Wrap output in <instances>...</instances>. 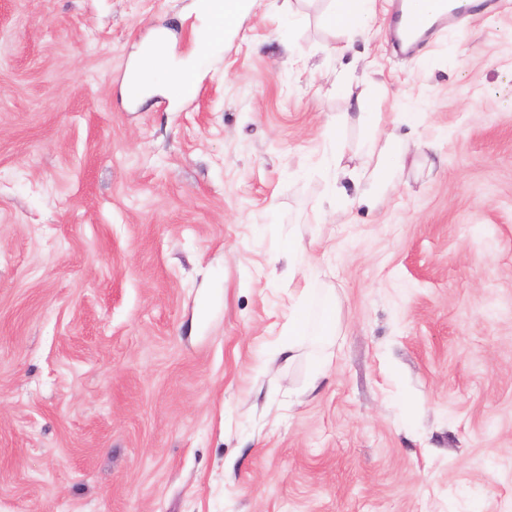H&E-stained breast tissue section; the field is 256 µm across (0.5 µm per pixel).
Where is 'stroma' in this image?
<instances>
[{
	"instance_id": "35a3bbf8",
	"label": "stroma",
	"mask_w": 512,
	"mask_h": 512,
	"mask_svg": "<svg viewBox=\"0 0 512 512\" xmlns=\"http://www.w3.org/2000/svg\"><path fill=\"white\" fill-rule=\"evenodd\" d=\"M192 2L0 0V512H512V0L410 55L394 0L354 39L278 0L129 105ZM350 85L405 148L375 207L331 179ZM290 239L339 305L315 386L310 337L268 360ZM154 49L158 57H151L146 51L139 56L129 74L141 83L139 97L147 99L158 88L168 89L176 95L194 90L195 66L174 63L164 42L156 43Z\"/></svg>"
}]
</instances>
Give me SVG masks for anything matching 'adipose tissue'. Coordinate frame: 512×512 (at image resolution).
I'll list each match as a JSON object with an SVG mask.
<instances>
[{"instance_id": "obj_1", "label": "adipose tissue", "mask_w": 512, "mask_h": 512, "mask_svg": "<svg viewBox=\"0 0 512 512\" xmlns=\"http://www.w3.org/2000/svg\"><path fill=\"white\" fill-rule=\"evenodd\" d=\"M373 4L374 0H329L324 22L331 28L349 32L353 36L364 35L374 18ZM250 8L249 0H197L195 10L200 20L197 61L205 60L223 49L226 35ZM154 49V54L140 55L131 69L132 77L141 83V98H148L158 88L177 95L193 90L194 64L174 63L165 43H156ZM395 153L396 145L393 141L382 142L375 136L370 138L363 162L353 170L357 184L362 187L358 203L372 207L378 204L380 188L394 182L397 177L396 169L386 163L387 158ZM287 255L293 272L299 273L300 279L297 295L284 326L286 340L277 353L281 356L292 354L296 337H312L319 352L315 370L320 373L334 356L336 304L327 296L319 273L304 267L296 245H289Z\"/></svg>"}]
</instances>
